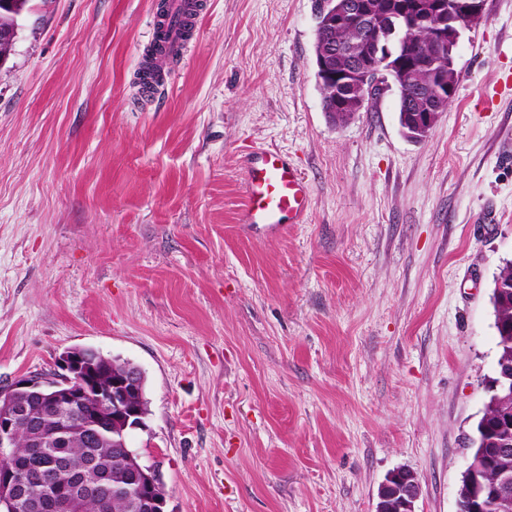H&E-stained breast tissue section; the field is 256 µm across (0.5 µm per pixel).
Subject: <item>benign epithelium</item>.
Segmentation results:
<instances>
[{
  "label": "benign epithelium",
  "mask_w": 512,
  "mask_h": 512,
  "mask_svg": "<svg viewBox=\"0 0 512 512\" xmlns=\"http://www.w3.org/2000/svg\"><path fill=\"white\" fill-rule=\"evenodd\" d=\"M376 17L390 26L387 33L368 25ZM484 17V0H319V26L353 28L361 41V52L346 71L336 68V47L316 50L319 83L338 88L341 107L359 112L369 103L377 83L383 82L405 100L407 112L413 114L412 128L425 135L434 126L437 113L430 108L417 113V95L406 75L422 70L429 77V85L453 97L448 70L454 67L461 33ZM419 27L432 33L436 49L432 56H409V32ZM56 367L57 371L48 377H23L0 389V459L4 461L0 466V512H82L85 498L100 496L101 484L96 481L75 476L62 485L51 473L11 463L15 432L25 417L19 396L33 387L45 388L53 404L77 417L91 408L92 418L82 425L84 437L93 443L105 431L115 434L112 443L121 449L119 462L135 476L133 488L128 490L131 512H166L167 498L158 492V470L145 464L138 450L127 446L125 432L144 426L145 414L137 404L142 387L139 368L113 374L109 384L103 386L100 377L112 370V361L106 359L99 364L97 350L90 347L65 350L56 359ZM511 446L502 441L493 455L485 450L471 453L465 471L477 474L493 460L504 462ZM420 491L416 472L393 470L378 490L375 512H416ZM458 512H512V471H502L494 484L474 481L465 497L458 500Z\"/></svg>",
  "instance_id": "benign-epithelium-1"
}]
</instances>
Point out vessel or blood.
Here are the masks:
<instances>
[{
  "instance_id": "obj_1",
  "label": "vessel or blood",
  "mask_w": 512,
  "mask_h": 512,
  "mask_svg": "<svg viewBox=\"0 0 512 512\" xmlns=\"http://www.w3.org/2000/svg\"><path fill=\"white\" fill-rule=\"evenodd\" d=\"M197 9V0H167L166 13L158 22V34L170 52L184 53ZM244 167L246 197L241 223L262 224L281 231L288 225L303 222L311 190L297 167L271 149L246 156Z\"/></svg>"
}]
</instances>
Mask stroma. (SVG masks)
Returning a JSON list of instances; mask_svg holds the SVG:
<instances>
[{"label": "stroma", "mask_w": 512, "mask_h": 512, "mask_svg": "<svg viewBox=\"0 0 512 512\" xmlns=\"http://www.w3.org/2000/svg\"><path fill=\"white\" fill-rule=\"evenodd\" d=\"M319 0H200L188 55L138 92L158 0H29L0 68V388L66 349L147 376L170 512H374L386 475L457 512L512 260V0L463 31L420 140L384 89L322 110ZM311 186L243 229V147Z\"/></svg>", "instance_id": "stroma-1"}]
</instances>
